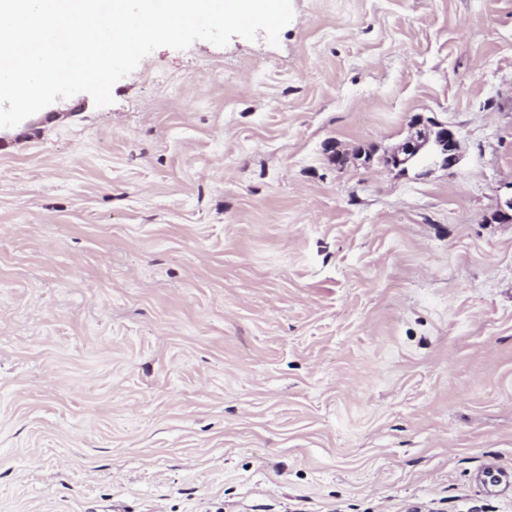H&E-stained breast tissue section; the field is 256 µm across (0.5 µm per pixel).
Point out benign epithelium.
<instances>
[{
    "mask_svg": "<svg viewBox=\"0 0 512 512\" xmlns=\"http://www.w3.org/2000/svg\"><path fill=\"white\" fill-rule=\"evenodd\" d=\"M411 126L414 134L386 157L389 168L404 173L413 167L425 175L433 167L451 170L459 164V134L453 127L420 116Z\"/></svg>",
    "mask_w": 512,
    "mask_h": 512,
    "instance_id": "obj_1",
    "label": "benign epithelium"
}]
</instances>
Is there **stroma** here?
<instances>
[{"label": "stroma", "instance_id": "1", "mask_svg": "<svg viewBox=\"0 0 512 512\" xmlns=\"http://www.w3.org/2000/svg\"><path fill=\"white\" fill-rule=\"evenodd\" d=\"M291 4L0 130V512H512V0ZM411 126L414 134L386 157L389 168L405 173L413 167L426 175L432 167L450 170L459 164V134L453 127L421 116L413 117Z\"/></svg>", "mask_w": 512, "mask_h": 512}]
</instances>
